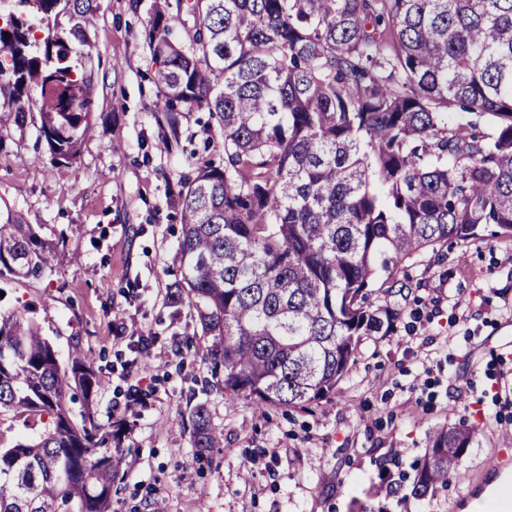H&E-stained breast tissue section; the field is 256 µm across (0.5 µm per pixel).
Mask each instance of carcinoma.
Returning <instances> with one entry per match:
<instances>
[{
	"label": "carcinoma",
	"instance_id": "1",
	"mask_svg": "<svg viewBox=\"0 0 512 512\" xmlns=\"http://www.w3.org/2000/svg\"><path fill=\"white\" fill-rule=\"evenodd\" d=\"M195 18L170 39V4L145 42L161 138L205 107L224 165L197 163L179 192L181 274L170 304L207 338L212 389L256 409L305 408L332 394L365 336L393 312L370 300L403 263L488 226L512 237V0H177ZM0 26V128L38 108L53 161L77 163L89 130L93 51L83 24L97 0H16ZM66 12L74 24L50 25ZM47 30L43 44L34 21ZM85 54L72 57V44ZM487 120L493 133L478 131ZM59 244L0 217V277L40 278ZM35 310L0 312V416L29 427L0 445V512H112L126 460L91 403L93 359L59 362ZM85 402L72 420L69 392ZM478 430L434 432L411 495L448 486ZM203 456L224 441L207 406L192 411Z\"/></svg>",
	"mask_w": 512,
	"mask_h": 512
}]
</instances>
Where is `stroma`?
<instances>
[{
	"instance_id": "stroma-1",
	"label": "stroma",
	"mask_w": 512,
	"mask_h": 512,
	"mask_svg": "<svg viewBox=\"0 0 512 512\" xmlns=\"http://www.w3.org/2000/svg\"><path fill=\"white\" fill-rule=\"evenodd\" d=\"M155 0H98L86 28L94 107L77 165L51 162L37 111L0 130V211L58 242L52 272L0 277V311L29 305L60 360L93 358V408L124 423L131 451L112 512H461L512 449V239L482 231L406 260L375 304L398 311L371 336L335 393L305 409L255 412L205 390L207 341L167 297L181 275L175 195L198 159L224 160L207 110L185 113L177 142L160 138L157 63L143 31ZM206 403L223 447L198 457L192 407ZM481 431L459 460L464 481L411 495L433 432Z\"/></svg>"
}]
</instances>
